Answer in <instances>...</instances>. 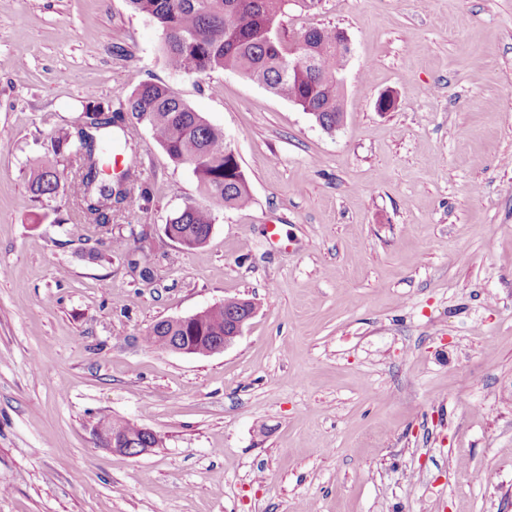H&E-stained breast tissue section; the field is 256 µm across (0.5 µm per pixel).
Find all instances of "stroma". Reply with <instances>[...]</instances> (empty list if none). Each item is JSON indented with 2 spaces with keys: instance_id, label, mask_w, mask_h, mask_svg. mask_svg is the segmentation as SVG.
Returning <instances> with one entry per match:
<instances>
[{
  "instance_id": "stroma-1",
  "label": "stroma",
  "mask_w": 512,
  "mask_h": 512,
  "mask_svg": "<svg viewBox=\"0 0 512 512\" xmlns=\"http://www.w3.org/2000/svg\"><path fill=\"white\" fill-rule=\"evenodd\" d=\"M281 27L349 37L336 132L240 74L172 70L126 0H0V512H512V0H290ZM147 81L248 181L198 248L164 231L197 180L146 125L150 199L111 237L30 188L87 94ZM227 297L258 312L224 351L151 344ZM104 418L162 444L114 453Z\"/></svg>"
}]
</instances>
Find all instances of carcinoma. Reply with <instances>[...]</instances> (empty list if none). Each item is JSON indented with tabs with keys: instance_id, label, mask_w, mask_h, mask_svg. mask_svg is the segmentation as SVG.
I'll use <instances>...</instances> for the list:
<instances>
[{
	"instance_id": "obj_1",
	"label": "carcinoma",
	"mask_w": 512,
	"mask_h": 512,
	"mask_svg": "<svg viewBox=\"0 0 512 512\" xmlns=\"http://www.w3.org/2000/svg\"><path fill=\"white\" fill-rule=\"evenodd\" d=\"M130 9L150 17L158 26L168 65L189 76L215 71L236 72L264 85L273 94L302 108L321 114L323 126L336 131L343 87L336 72L345 71L347 54L336 51V29L317 28L307 36L302 57L292 61L278 24L288 0H126ZM143 123L155 142L175 163L192 168L204 202L188 205L169 221L178 243L197 248L204 245L217 209H239L251 201L246 176L225 169L230 145L224 132L194 111L170 86L147 82L135 89L126 104L111 109L95 96L82 104L78 124L51 142L53 159L33 173L31 189L36 201L56 194L61 173L55 159L66 161L77 223L93 236L112 233V212L125 206L133 194L146 200L150 189L143 181L136 144L127 135ZM126 155L128 162L120 179L107 178L112 155ZM233 298L203 311L204 338L198 354L207 350V338L224 335V309ZM181 326L166 320L150 330L151 343L164 349L169 337L183 336ZM96 433L104 437L140 436V426L126 420L101 421Z\"/></svg>"
}]
</instances>
